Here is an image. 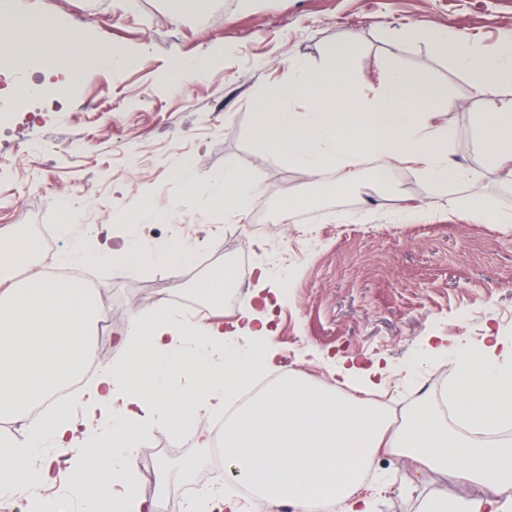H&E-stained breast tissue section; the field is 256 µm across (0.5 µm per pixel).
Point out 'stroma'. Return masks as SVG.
Returning <instances> with one entry per match:
<instances>
[{
    "mask_svg": "<svg viewBox=\"0 0 512 512\" xmlns=\"http://www.w3.org/2000/svg\"><path fill=\"white\" fill-rule=\"evenodd\" d=\"M199 17L177 15L174 0H23L30 15L53 16L73 35L123 52L121 65L86 68L79 57L61 61L56 78L68 86L55 107L40 98L18 104L0 94V240L17 228L34 231L47 219L62 220L61 205L81 194L72 235L87 225L113 223L142 195L173 209L163 221L138 225L147 246L195 244L194 256L177 265L147 264L131 273L120 261L93 263L90 272L106 307L94 332L95 366L120 356V332L128 314L175 298L199 299L212 269L248 262L243 283L225 284L222 303H208L205 324L232 326L257 286L260 269L269 287L282 291L274 311L270 373L287 368L311 382L358 396L337 377L336 360L387 364L378 393L402 419L409 394L432 392L435 380L452 381V357L420 364L431 335L449 344L482 342L489 330L512 336V226L473 220L456 206L475 192L496 209L512 212V184L502 183L480 148L479 114L487 96L473 76L460 71L424 38L402 39L414 24L450 27L492 53L500 31L512 29V0H212ZM355 39L350 85L366 94L395 64L454 99L445 117L456 133L454 158L478 174L476 182L436 185L407 166L384 176L383 190L367 193L376 168L342 192L344 205L303 171L280 164L254 136V104L265 88L287 81L291 59L321 67L327 50ZM204 60L180 82L181 63ZM236 163L257 183L242 219H223L208 207L211 178ZM195 176L196 196L178 178ZM306 199L307 222H279L285 200ZM419 206L415 220L393 221L394 211ZM265 212L266 223L255 220ZM138 465H153L151 498L169 512L179 501L189 470L206 473L211 451L188 432L179 446L164 433L138 434ZM78 474L61 472L54 484L30 492L18 484L12 512H41L58 501ZM374 512H421L433 497L469 494L447 476L415 473L407 459L386 455L375 465Z\"/></svg>",
    "mask_w": 512,
    "mask_h": 512,
    "instance_id": "35a3bbf8",
    "label": "stroma"
}]
</instances>
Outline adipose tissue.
<instances>
[{"mask_svg": "<svg viewBox=\"0 0 512 512\" xmlns=\"http://www.w3.org/2000/svg\"><path fill=\"white\" fill-rule=\"evenodd\" d=\"M0 53L40 71H53L63 51H76L90 68L123 60L120 52L97 48L63 32L45 18L19 26L12 0L0 5ZM456 67L482 81L488 92L512 83V29L499 34L494 54L480 52L452 28L429 30ZM353 48H332L321 68L292 59L287 82L268 88L255 105V131L281 164L303 170L324 192L337 193L361 181L366 163L379 173L407 165L438 183L474 180V172L450 162L456 134L441 123L453 106L398 66L386 69L371 95L349 92ZM484 149L502 182L512 183V101H491L481 115ZM257 190L250 174L227 163L207 190L211 209L243 215ZM167 215L144 197L125 217L122 235L75 239L64 260L120 259L130 270L146 262L190 259L187 245L146 248L135 233L139 224ZM257 338L247 354L231 346L222 325L191 327L169 307L129 316L119 344L120 360L103 367L93 396L32 428L25 443L0 441V492L10 491L17 474L32 488L54 478L56 469L84 473L97 494L78 495L81 512H150L136 492V433L169 429L186 408L198 411L233 400L246 378L269 365L263 345L270 330L264 315L245 304L235 332ZM455 354L457 370L452 410L431 398L408 410L402 423L361 399H343L302 375L288 377L224 424V472L261 499L288 500L308 512L310 505L341 504L344 512H371L362 489L379 455L408 459L415 472L443 471L475 487L463 499L433 498L422 512H506L504 491L512 489V441L473 438L463 427L492 431L512 425V336H488L478 348H450L428 340L424 361Z\"/></svg>", "mask_w": 512, "mask_h": 512, "instance_id": "1", "label": "adipose tissue"}]
</instances>
